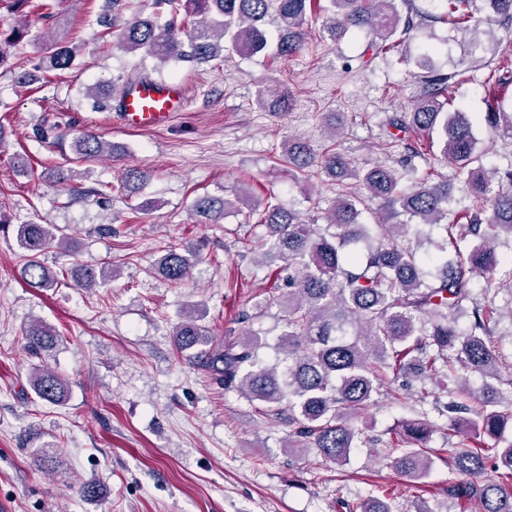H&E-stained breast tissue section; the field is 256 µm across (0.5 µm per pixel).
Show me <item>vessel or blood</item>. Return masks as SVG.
Wrapping results in <instances>:
<instances>
[{
	"mask_svg": "<svg viewBox=\"0 0 512 512\" xmlns=\"http://www.w3.org/2000/svg\"><path fill=\"white\" fill-rule=\"evenodd\" d=\"M186 101L183 86L145 78L125 84L115 100L123 124L132 130L165 126Z\"/></svg>",
	"mask_w": 512,
	"mask_h": 512,
	"instance_id": "vessel-or-blood-1",
	"label": "vessel or blood"
}]
</instances>
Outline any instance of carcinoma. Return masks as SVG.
Segmentation results:
<instances>
[{
  "instance_id": "carcinoma-1",
  "label": "carcinoma",
  "mask_w": 512,
  "mask_h": 512,
  "mask_svg": "<svg viewBox=\"0 0 512 512\" xmlns=\"http://www.w3.org/2000/svg\"><path fill=\"white\" fill-rule=\"evenodd\" d=\"M332 16L324 27L335 36L356 27L373 35L367 51L371 57L393 48L389 40L414 28L418 10L414 0H328ZM444 8L437 19L451 21L465 33L482 25H512V0H487L492 14L477 15L475 0H438ZM311 0H152L153 16L126 20L121 40L130 52L143 51L158 64L172 61L208 62L232 51L254 56L265 50L263 24L270 13L279 20L282 35L279 55L288 57L301 49V25ZM81 55L77 46L54 41L43 47L37 69L63 71ZM419 94L408 110L394 113L388 124L400 132H423L438 144L442 159L452 163L461 189L472 198L464 212L451 207L452 188L434 181L430 171L418 173L411 162L398 171L374 164L357 168L332 145L316 153L297 139L283 144L286 160L305 179L323 172L343 191L325 217L326 223L304 220L298 213L265 203L259 207L240 198L204 196L193 203L194 214L207 224H217L236 204L250 208L257 223L269 230V250L277 252L296 271L288 294L269 296V302L286 306L285 328L277 337L276 358L267 365L258 350L265 343L255 333L240 340L216 337L190 313L174 331L177 348L189 350V362L226 390H236L261 402L277 415L288 410V448L312 450L326 461L343 465L358 447L363 430L354 421L373 402V396L390 372H411L431 377L443 363L452 374L459 369L483 378L502 379L498 354L492 345L491 322L497 308L473 303L472 284L477 273L495 272L501 264L496 251L500 234L512 236V172L506 184L494 185L496 172L472 167L478 140L471 116L449 111V89L456 74L424 64L412 74ZM506 77L489 75L483 87L496 102L485 123L495 136H512V111H503L499 96ZM83 159L113 153L112 145L84 134L75 140ZM357 182L358 190L349 186ZM376 202L380 223L359 220L366 202ZM421 225H442L440 260L420 254ZM17 245L24 258L23 274L32 287L49 288L53 273L41 260L45 251L65 243L66 235L50 224L28 221L17 227ZM470 244L468 252L459 244ZM199 256L176 244L163 247L155 270L180 283L191 273ZM74 281L92 288L112 277V263L100 269L75 267ZM472 305L467 328L457 316ZM57 340L50 327L34 324L25 331V348L38 355ZM37 396L49 403H63L68 383L56 373L36 368L31 374ZM448 416L462 424L463 439L442 462L448 467V495L466 499L478 512H512V438L504 436L512 415L498 409L489 397H475L462 387L451 393ZM431 425L424 419L402 424L397 440L384 454L393 467L413 480L430 475L436 460L427 448ZM495 440L485 446L484 437ZM490 472L475 482L472 477Z\"/></svg>"
}]
</instances>
